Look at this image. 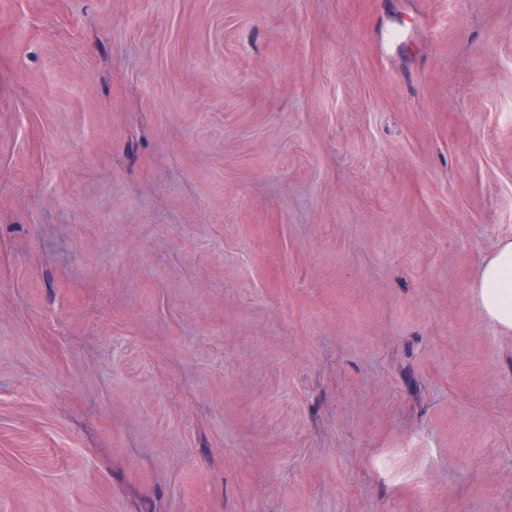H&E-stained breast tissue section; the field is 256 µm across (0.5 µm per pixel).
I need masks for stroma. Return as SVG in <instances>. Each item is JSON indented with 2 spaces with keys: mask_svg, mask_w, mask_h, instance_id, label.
Returning a JSON list of instances; mask_svg holds the SVG:
<instances>
[{
  "mask_svg": "<svg viewBox=\"0 0 512 512\" xmlns=\"http://www.w3.org/2000/svg\"><path fill=\"white\" fill-rule=\"evenodd\" d=\"M512 0H0V512H512ZM484 313L493 321L512 329V241L501 244L482 267L476 286Z\"/></svg>",
  "mask_w": 512,
  "mask_h": 512,
  "instance_id": "stroma-1",
  "label": "stroma"
}]
</instances>
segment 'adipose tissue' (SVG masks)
Segmentation results:
<instances>
[{
    "instance_id": "obj_1",
    "label": "adipose tissue",
    "mask_w": 512,
    "mask_h": 512,
    "mask_svg": "<svg viewBox=\"0 0 512 512\" xmlns=\"http://www.w3.org/2000/svg\"><path fill=\"white\" fill-rule=\"evenodd\" d=\"M484 313L502 327L512 329V241L501 244L484 264L478 281Z\"/></svg>"
}]
</instances>
